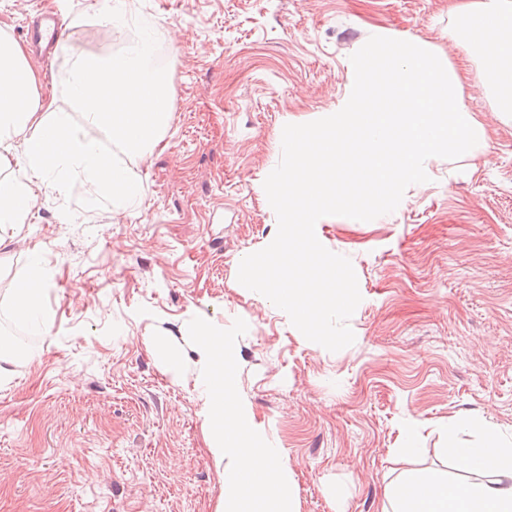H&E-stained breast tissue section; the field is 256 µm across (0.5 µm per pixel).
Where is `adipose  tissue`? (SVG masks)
<instances>
[{
	"label": "adipose tissue",
	"mask_w": 512,
	"mask_h": 512,
	"mask_svg": "<svg viewBox=\"0 0 512 512\" xmlns=\"http://www.w3.org/2000/svg\"><path fill=\"white\" fill-rule=\"evenodd\" d=\"M448 35L480 54L479 81L491 89L496 112L512 120V0H454ZM152 39L139 36L115 57L71 56L63 111L55 98L35 96L38 77L25 46L0 36V235L19 232L38 192L79 179L89 193L112 197L113 208L140 195L133 166L161 142L171 119L165 81L151 62ZM45 282L32 261L12 286L13 314L36 332H47ZM477 446L453 444L458 465L474 481L448 483L406 473L386 497L382 512H512V440L495 426L476 423Z\"/></svg>",
	"instance_id": "obj_1"
}]
</instances>
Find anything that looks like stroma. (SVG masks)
<instances>
[{
  "instance_id": "stroma-1",
  "label": "stroma",
  "mask_w": 512,
  "mask_h": 512,
  "mask_svg": "<svg viewBox=\"0 0 512 512\" xmlns=\"http://www.w3.org/2000/svg\"><path fill=\"white\" fill-rule=\"evenodd\" d=\"M95 2L68 0L64 39L119 54ZM39 4L56 0H0V30L27 41ZM142 5L172 122L134 168L139 201L113 209L76 179L40 195L29 224L0 243V336L32 337L0 381V512H215L223 484L195 374L164 373L152 339L191 350L181 331L201 314L221 329L247 322L241 392L286 450L300 512H379L409 468L457 478L449 437L476 443L473 421L512 434V123L479 84V57L449 41V0ZM378 28L448 60L486 138L473 157L431 158L428 182L395 211L321 221L362 296L354 343L331 352L241 285L237 265L277 232L263 182L284 125L336 109L351 55ZM28 62L39 96L68 107L66 56ZM35 255L51 325L32 335L13 319L12 285ZM410 425L423 452L408 463L398 448Z\"/></svg>"
}]
</instances>
